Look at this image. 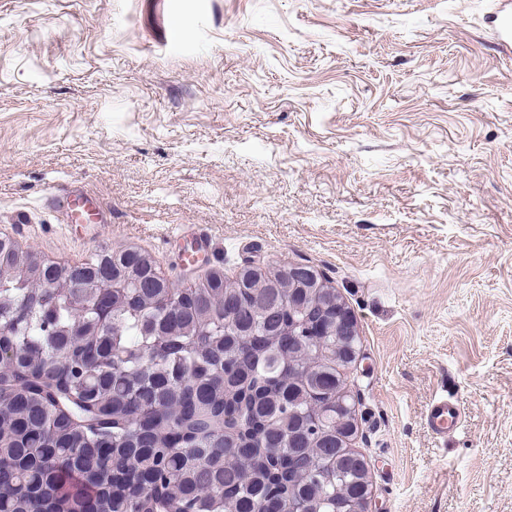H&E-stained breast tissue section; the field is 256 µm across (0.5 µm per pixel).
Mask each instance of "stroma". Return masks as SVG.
<instances>
[{"instance_id": "obj_1", "label": "stroma", "mask_w": 512, "mask_h": 512, "mask_svg": "<svg viewBox=\"0 0 512 512\" xmlns=\"http://www.w3.org/2000/svg\"><path fill=\"white\" fill-rule=\"evenodd\" d=\"M494 2L0 0V238L70 265L134 248L186 287L313 265L358 320L374 512H512ZM73 188L103 221L68 223ZM441 396L463 419L444 439L424 425Z\"/></svg>"}]
</instances>
